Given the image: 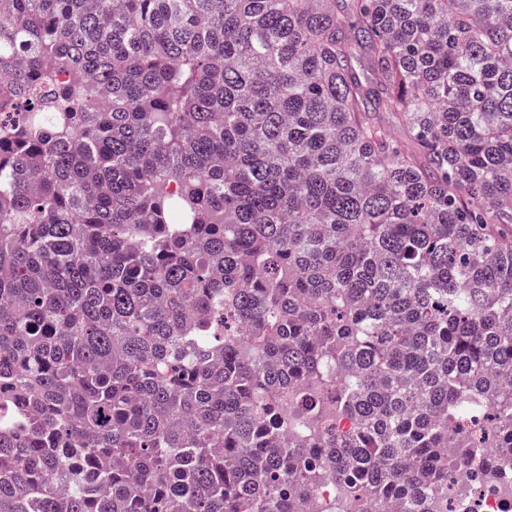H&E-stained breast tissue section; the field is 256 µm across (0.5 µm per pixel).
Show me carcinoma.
<instances>
[{"mask_svg":"<svg viewBox=\"0 0 512 512\" xmlns=\"http://www.w3.org/2000/svg\"><path fill=\"white\" fill-rule=\"evenodd\" d=\"M2 74L0 512L500 476L512 0H5Z\"/></svg>","mask_w":512,"mask_h":512,"instance_id":"1","label":"carcinoma"}]
</instances>
